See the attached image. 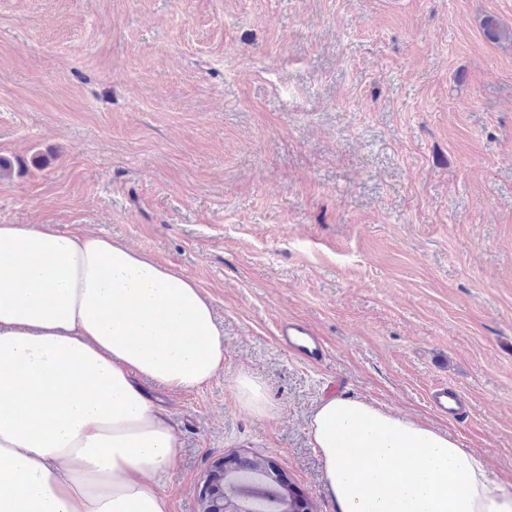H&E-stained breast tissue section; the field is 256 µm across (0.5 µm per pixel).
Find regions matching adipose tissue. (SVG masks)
<instances>
[{
	"mask_svg": "<svg viewBox=\"0 0 512 512\" xmlns=\"http://www.w3.org/2000/svg\"><path fill=\"white\" fill-rule=\"evenodd\" d=\"M223 369L191 277L90 232L0 224V512H169L180 441L146 385ZM309 436L336 512H512L479 455L384 407L322 399Z\"/></svg>",
	"mask_w": 512,
	"mask_h": 512,
	"instance_id": "obj_1",
	"label": "adipose tissue"
}]
</instances>
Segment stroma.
Instances as JSON below:
<instances>
[{
	"label": "stroma",
	"mask_w": 512,
	"mask_h": 512,
	"mask_svg": "<svg viewBox=\"0 0 512 512\" xmlns=\"http://www.w3.org/2000/svg\"><path fill=\"white\" fill-rule=\"evenodd\" d=\"M489 16L512 28V0H0V224L126 243L224 334L208 385L152 389L181 441L170 512L231 454L336 512L309 438L332 392L512 485V42ZM284 318L321 361L277 343ZM439 384L465 419L431 409ZM238 402L258 416H265L268 412L264 385L256 378L242 376L237 380L234 390Z\"/></svg>",
	"instance_id": "35a3bbf8"
}]
</instances>
